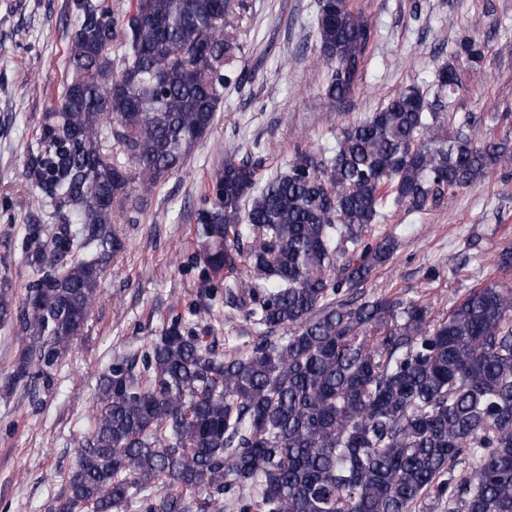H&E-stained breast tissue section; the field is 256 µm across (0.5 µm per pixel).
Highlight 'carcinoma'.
<instances>
[{
  "label": "carcinoma",
  "instance_id": "1",
  "mask_svg": "<svg viewBox=\"0 0 512 512\" xmlns=\"http://www.w3.org/2000/svg\"><path fill=\"white\" fill-rule=\"evenodd\" d=\"M63 90L26 150L39 223L22 296L0 281V322L22 343L8 388L49 378L124 248L116 205L180 171L212 131L244 53L249 0H74ZM325 93L347 99L373 40L353 0H318ZM456 55L476 66L484 44ZM442 91L458 85L440 67ZM112 138L130 167L112 163ZM512 163L509 136L476 144L416 87L304 151L258 185L260 163L224 157L195 210L203 271L226 270L224 313L259 330L215 357L176 317L97 383L74 440L60 512H512V286L470 289L448 315L427 303L342 299L388 261L365 239L391 199L421 211ZM246 267L237 274L238 265ZM211 490L200 503L186 491Z\"/></svg>",
  "mask_w": 512,
  "mask_h": 512
}]
</instances>
